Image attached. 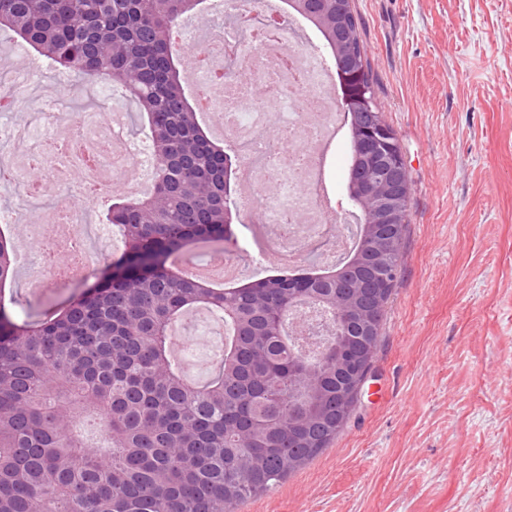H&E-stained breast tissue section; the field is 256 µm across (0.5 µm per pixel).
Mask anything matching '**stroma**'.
<instances>
[{
  "instance_id": "35a3bbf8",
  "label": "stroma",
  "mask_w": 512,
  "mask_h": 512,
  "mask_svg": "<svg viewBox=\"0 0 512 512\" xmlns=\"http://www.w3.org/2000/svg\"><path fill=\"white\" fill-rule=\"evenodd\" d=\"M411 180L408 228L357 409L321 454L237 512H512V0H352ZM8 307L81 291L12 228Z\"/></svg>"
}]
</instances>
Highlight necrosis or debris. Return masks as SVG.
Instances as JSON below:
<instances>
[{
    "label": "necrosis or debris",
    "mask_w": 512,
    "mask_h": 512,
    "mask_svg": "<svg viewBox=\"0 0 512 512\" xmlns=\"http://www.w3.org/2000/svg\"><path fill=\"white\" fill-rule=\"evenodd\" d=\"M265 2L269 13L287 14V23L265 22V29H258L263 20L254 0H224L223 32L194 54V99L199 112L223 115L224 138L240 151L236 194L244 211H257L261 237L297 266L310 245L323 242L320 264L330 268L353 245L350 235L326 230L334 222L349 223V215L334 216L324 207L329 175L338 159L336 147L344 141L341 87L318 48V31L300 15L287 12L285 0ZM59 117L57 102L51 99L43 106L38 126L0 124V144L13 148L11 154L0 156V170L9 173L14 211L26 216L35 238L48 224L87 221L83 212L67 206L50 213L44 208L46 187L61 170V143H70L76 153L98 157L94 172L81 162L73 164L81 180L72 192L83 198L90 185L101 184L104 172L128 180L126 155L137 157L143 166L153 163L145 145L127 147L123 114H70L67 136L58 130ZM34 170L42 172V179L31 178ZM61 251L68 261L51 281L55 288L87 278L91 268L87 253L76 250L69 238L51 243L42 259L52 261Z\"/></svg>",
    "instance_id": "4bbe7bcc"
}]
</instances>
